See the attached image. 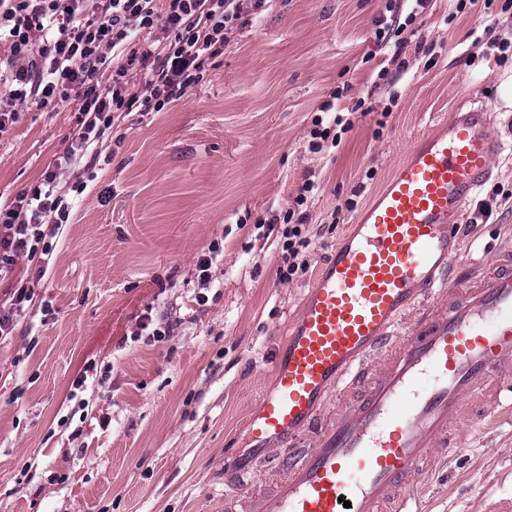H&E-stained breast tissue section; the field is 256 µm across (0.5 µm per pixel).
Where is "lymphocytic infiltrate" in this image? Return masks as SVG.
I'll return each instance as SVG.
<instances>
[{
    "label": "lymphocytic infiltrate",
    "instance_id": "1",
    "mask_svg": "<svg viewBox=\"0 0 512 512\" xmlns=\"http://www.w3.org/2000/svg\"><path fill=\"white\" fill-rule=\"evenodd\" d=\"M266 0H0V30L10 54L0 68V133L32 106L53 110L78 95L80 106L72 138L41 182L0 207V281L19 259L46 271L52 253L45 226L68 223L71 204L60 182L63 168L94 163L97 145L122 113L159 112L204 81L211 59L240 25L244 10L260 13ZM160 30V38L141 40L140 32ZM112 84H101L104 71ZM319 186L305 180L280 233L281 279L309 269L302 251L311 240L295 214Z\"/></svg>",
    "mask_w": 512,
    "mask_h": 512
}]
</instances>
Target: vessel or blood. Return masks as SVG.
I'll return each instance as SVG.
<instances>
[{
    "mask_svg": "<svg viewBox=\"0 0 512 512\" xmlns=\"http://www.w3.org/2000/svg\"><path fill=\"white\" fill-rule=\"evenodd\" d=\"M490 126L473 107L421 139L317 272L220 512H422L421 477L512 412V246L466 260L459 233L503 148Z\"/></svg>",
    "mask_w": 512,
    "mask_h": 512,
    "instance_id": "b4317fda",
    "label": "vessel or blood"
}]
</instances>
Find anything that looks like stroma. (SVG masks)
Listing matches in <instances>:
<instances>
[{
	"mask_svg": "<svg viewBox=\"0 0 512 512\" xmlns=\"http://www.w3.org/2000/svg\"><path fill=\"white\" fill-rule=\"evenodd\" d=\"M499 0H267L229 34L204 82L160 112H126L93 168H66L68 224L49 237L44 276L19 260L31 306L0 339V512H211L224 466L245 460L249 410L272 383L276 353L309 274L281 281L262 228L305 179L312 269L424 135L463 106L493 115L504 143L470 201L462 232L481 255L512 235V42ZM405 46L378 48L379 19L405 21ZM348 113L335 152L310 151L312 119L332 92ZM79 98L27 110L0 135V205L68 143ZM222 247L199 289L196 261ZM206 304H199L198 295ZM165 342L138 332L144 317ZM81 389H73L76 377ZM430 512H512V431L489 430L431 477Z\"/></svg>",
	"mask_w": 512,
	"mask_h": 512,
	"instance_id": "obj_1",
	"label": "stroma"
}]
</instances>
